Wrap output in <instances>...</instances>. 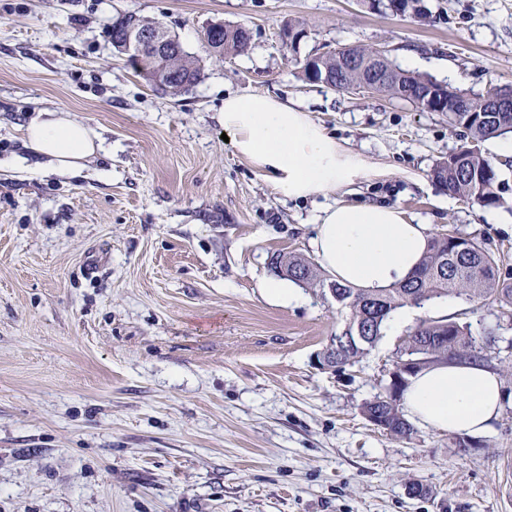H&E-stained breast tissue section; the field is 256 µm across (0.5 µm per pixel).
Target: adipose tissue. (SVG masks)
I'll use <instances>...</instances> for the list:
<instances>
[{"label":"adipose tissue","mask_w":512,"mask_h":512,"mask_svg":"<svg viewBox=\"0 0 512 512\" xmlns=\"http://www.w3.org/2000/svg\"><path fill=\"white\" fill-rule=\"evenodd\" d=\"M236 153L286 199L327 195L370 173L363 157L327 133L291 100L253 93L228 95L219 112ZM100 133L70 113L44 110L30 119L24 147L34 169L80 173L103 150ZM431 227L414 223L399 207L337 202L323 209L311 248L332 279L362 289L402 282L419 265ZM413 420L441 432L487 433L502 405L497 372L478 364H439L413 378L404 393Z\"/></svg>","instance_id":"obj_1"}]
</instances>
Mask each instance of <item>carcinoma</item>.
I'll return each instance as SVG.
<instances>
[{
    "label": "carcinoma",
    "mask_w": 512,
    "mask_h": 512,
    "mask_svg": "<svg viewBox=\"0 0 512 512\" xmlns=\"http://www.w3.org/2000/svg\"><path fill=\"white\" fill-rule=\"evenodd\" d=\"M133 25L152 29L159 23L135 13L117 15L110 30L112 48L117 53H126L127 31ZM206 41L211 56L222 59L227 54L245 50L250 42V32L242 25L221 24L218 29L208 31ZM135 63L139 74L148 83L171 96L182 94L201 80L200 67L176 37L170 52L162 58L156 60L146 55ZM314 65L316 72L312 74L309 63L302 64L303 76L309 82L317 78L320 83L334 87L338 82L353 83L360 77V70L342 65L335 57L319 56ZM385 66L396 78L379 82L375 92L399 99L402 90H416L426 82L441 95L440 111L448 116V124L463 132V145L434 164L433 179L449 194L468 202L483 206L500 204L496 166L483 155L480 144L491 137L512 134V112L484 111L481 94L468 98L469 111L455 112L453 103L448 101V86L405 71L388 60ZM276 257L277 262L270 264V268L277 276L303 288H317L324 296L329 294V289L336 290L345 317L341 327L317 354V363L323 370L339 371L358 363L382 338L387 322L400 308H421L431 301L448 297L466 302L480 300L502 309L512 306V286L501 281L502 270L509 267L508 258L461 235L456 238L439 233L433 235L423 259L407 281L375 291L327 280L320 266L303 254L279 252ZM407 335L411 337V343L400 351L393 366L411 358L419 362L412 372L414 376L450 357L483 365L492 361L495 339L491 330L476 337L466 323L425 319ZM409 381L410 377H405L395 393L386 388L362 407L368 419L385 422L384 430L400 438H408L414 432L401 408Z\"/></svg>",
    "instance_id": "obj_1"
}]
</instances>
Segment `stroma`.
I'll use <instances>...</instances> for the list:
<instances>
[{"label": "stroma", "mask_w": 512, "mask_h": 512, "mask_svg": "<svg viewBox=\"0 0 512 512\" xmlns=\"http://www.w3.org/2000/svg\"><path fill=\"white\" fill-rule=\"evenodd\" d=\"M396 16L377 0H0V512H512V319L456 298L420 319L495 328L504 398L490 432L415 424L399 438L363 415L402 331L353 367L316 355L343 320L301 289L277 304L275 251L312 255L327 197L287 200L222 139L225 95L300 103L377 173L336 193L399 206L512 258V168L487 209L433 180L460 147L438 112L307 82L305 57L386 50L450 88L512 86V0H421ZM160 22L203 77L170 96L116 53L112 17ZM214 23L251 34L211 58ZM302 24L298 48L284 27ZM62 110L101 133L108 158L82 176L18 168L30 114Z\"/></svg>", "instance_id": "1"}]
</instances>
